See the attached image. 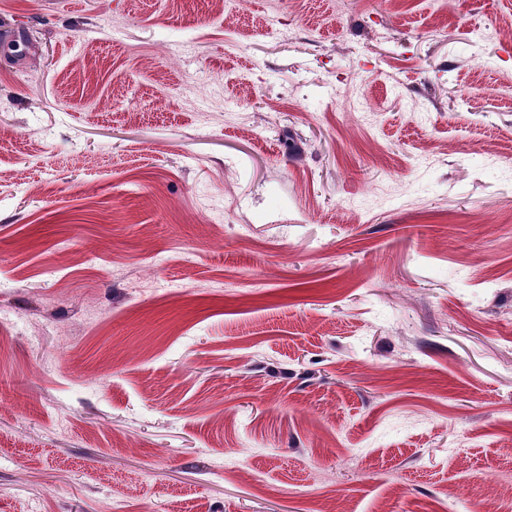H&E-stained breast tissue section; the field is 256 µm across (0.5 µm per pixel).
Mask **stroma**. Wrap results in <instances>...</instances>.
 <instances>
[{
	"label": "stroma",
	"instance_id": "obj_1",
	"mask_svg": "<svg viewBox=\"0 0 512 512\" xmlns=\"http://www.w3.org/2000/svg\"><path fill=\"white\" fill-rule=\"evenodd\" d=\"M483 501L512 0H0V512Z\"/></svg>",
	"mask_w": 512,
	"mask_h": 512
}]
</instances>
